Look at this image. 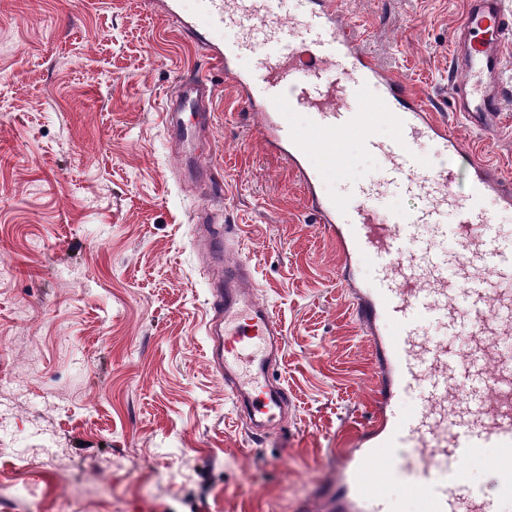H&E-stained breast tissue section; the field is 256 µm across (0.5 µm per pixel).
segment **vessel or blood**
Here are the masks:
<instances>
[{
    "label": "vessel or blood",
    "mask_w": 512,
    "mask_h": 512,
    "mask_svg": "<svg viewBox=\"0 0 512 512\" xmlns=\"http://www.w3.org/2000/svg\"><path fill=\"white\" fill-rule=\"evenodd\" d=\"M164 15L197 42L231 78L256 119L267 149L283 155L303 182L317 221L345 257L342 277L354 315L373 344L375 410L353 448L336 466L331 489L304 502L300 512H399L382 479L368 466L386 451L387 472L405 475L424 512H505L512 505V233L495 223L490 201L512 209V178L472 158L447 125L359 47L340 20L335 0H310L298 22L271 17L288 0H196L195 15L181 16V0H160ZM240 29L237 40L211 42L198 22ZM512 45V10L504 0H466L462 26L452 37L449 69L452 106L473 127L495 129L506 92L501 71ZM257 59L242 74L237 59ZM382 89L381 112L352 108L368 86ZM214 89L204 75L182 80L175 103L163 115L181 165L195 182L212 180L210 164L196 160L199 137L210 123ZM286 110L310 114L305 129L285 127ZM196 121L185 125L182 112ZM389 123L396 136L372 135ZM342 134L358 135L384 163L378 175L347 197L325 196L309 158ZM434 145L432 158L416 151ZM469 180L461 202L451 188L461 168ZM425 197L424 206L390 212L378 204L385 192ZM457 222L447 225L448 210ZM204 237L213 272L208 359L233 404L255 433L265 432L288 411L281 376L282 331L273 309L254 290L252 269L228 229L213 223ZM413 252H406L408 239ZM454 239L465 263L449 267L439 241ZM367 260L376 276L364 285L356 275ZM460 397L448 403L449 388ZM491 451L498 462L492 484L475 483L466 463Z\"/></svg>",
    "instance_id": "b4317fda"
}]
</instances>
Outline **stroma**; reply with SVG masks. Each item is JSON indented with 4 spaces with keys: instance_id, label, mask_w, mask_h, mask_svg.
I'll return each mask as SVG.
<instances>
[{
    "instance_id": "stroma-1",
    "label": "stroma",
    "mask_w": 512,
    "mask_h": 512,
    "mask_svg": "<svg viewBox=\"0 0 512 512\" xmlns=\"http://www.w3.org/2000/svg\"><path fill=\"white\" fill-rule=\"evenodd\" d=\"M361 46L512 177V107L483 132L452 112L448 66L464 0H336ZM207 74L198 146L259 299L283 331L288 423L254 436L207 359L210 275L193 235L205 201L161 113ZM346 196L382 159L337 138ZM287 160L266 149L235 84L151 0H0V512L65 465L75 512H293L331 483L374 410L372 345Z\"/></svg>"
}]
</instances>
